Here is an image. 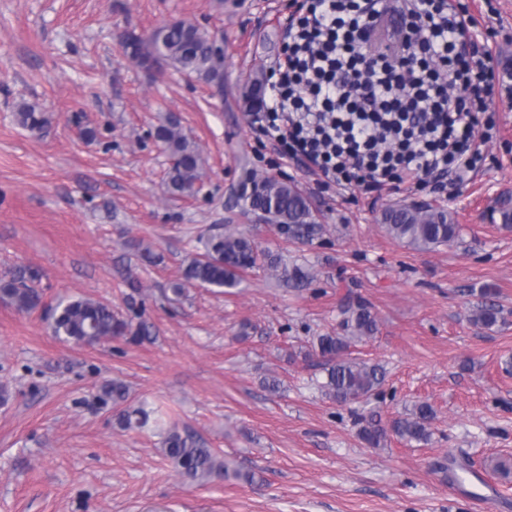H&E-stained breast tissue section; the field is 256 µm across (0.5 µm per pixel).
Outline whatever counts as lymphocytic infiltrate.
<instances>
[{
  "label": "lymphocytic infiltrate",
  "instance_id": "f902f5d3",
  "mask_svg": "<svg viewBox=\"0 0 512 512\" xmlns=\"http://www.w3.org/2000/svg\"><path fill=\"white\" fill-rule=\"evenodd\" d=\"M266 111L280 158L321 188L446 189L483 160L499 99L460 0H295Z\"/></svg>",
  "mask_w": 512,
  "mask_h": 512
}]
</instances>
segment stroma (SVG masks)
Returning a JSON list of instances; mask_svg holds the SVG:
<instances>
[{
  "label": "stroma",
  "instance_id": "35a3bbf8",
  "mask_svg": "<svg viewBox=\"0 0 512 512\" xmlns=\"http://www.w3.org/2000/svg\"><path fill=\"white\" fill-rule=\"evenodd\" d=\"M291 2L0 0V274L35 271L43 300L29 313L0 300V512H512V227L489 218L512 195V102L498 104L481 168L447 194L320 192L278 162L241 101L249 74L275 66ZM464 2L512 87V0ZM176 20L222 41L223 87L148 73L124 54V33ZM25 102L48 118L42 132L18 124ZM172 114L204 159L190 197L167 193L171 160L153 136ZM255 176L294 180L324 235L280 238L249 206ZM396 203L448 209L458 240L422 251L393 239L381 212ZM227 232L279 254L280 270L175 298L189 260ZM296 265L312 279L292 287ZM349 295L379 321L353 349L385 370L366 404L322 395L308 353ZM488 297L503 310L490 328L472 321ZM67 298L110 303L151 337L62 342L49 314ZM115 381L159 427L119 423L99 399ZM421 402L436 412L429 442L361 439L365 416L387 428ZM171 428L215 449L231 476H182L162 445ZM479 475L498 488L491 502L477 498Z\"/></svg>",
  "mask_w": 512,
  "mask_h": 512
}]
</instances>
